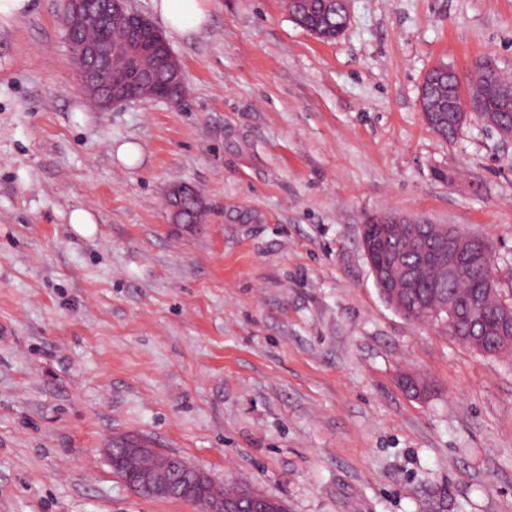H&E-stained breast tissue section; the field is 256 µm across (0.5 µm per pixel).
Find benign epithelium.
Returning a JSON list of instances; mask_svg holds the SVG:
<instances>
[{"label": "benign epithelium", "instance_id": "1", "mask_svg": "<svg viewBox=\"0 0 512 512\" xmlns=\"http://www.w3.org/2000/svg\"><path fill=\"white\" fill-rule=\"evenodd\" d=\"M113 15L125 22V30L117 39L109 36L104 40H82L71 44V57L77 73L83 75L94 72L92 82L82 84V90L87 96L98 99L101 110L107 111L137 100V97L127 94L125 82L115 72L142 85L153 84L151 72L141 69L139 65L144 55L154 56L158 68L168 70L171 83L182 87L186 85L184 72L172 68L174 53L162 33L156 30L143 39L136 35L137 13L128 9L126 0H65L66 37H72L75 29L93 25L100 17ZM116 56L123 61L117 71L110 66V60ZM448 92V123L459 130L470 120L471 111L467 106L456 103V98L462 95V84L448 85ZM369 223L384 225L385 233L380 240L369 238L362 243L365 257L374 278L381 279L387 286H393V289L383 293L385 300L396 308L401 307L403 296L396 292V288L409 283V271L397 256L387 252L386 242L394 235L418 242L417 225L426 223V220H411L399 212H386L371 218ZM434 232L440 239L435 257L443 262L445 277L456 279L467 272L489 266L492 252L483 238L447 224L434 225ZM476 305L477 298L474 296L441 295L437 300V312L428 326L443 335L448 332V325L458 322L461 316ZM489 327L501 336L505 345H511L512 309L504 303L500 304L497 313L489 321ZM105 454L109 461L117 454L136 460V480L128 488L143 498L190 501L194 486L212 482L200 468L156 448L143 438H115L108 443ZM246 507L249 512H282L284 509L283 505L262 495L243 498L213 495L206 501L205 512H243Z\"/></svg>", "mask_w": 512, "mask_h": 512}]
</instances>
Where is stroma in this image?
Returning <instances> with one entry per match:
<instances>
[{
    "label": "stroma",
    "instance_id": "obj_1",
    "mask_svg": "<svg viewBox=\"0 0 512 512\" xmlns=\"http://www.w3.org/2000/svg\"><path fill=\"white\" fill-rule=\"evenodd\" d=\"M62 7L0 25V512H201L133 495L115 435L288 512H512V353L404 318L361 244L390 210L460 227L512 302V138L442 140L418 106L439 63L512 75V0H348L331 42L286 0H207L170 40L184 101L106 112ZM178 186L200 223L172 222Z\"/></svg>",
    "mask_w": 512,
    "mask_h": 512
}]
</instances>
